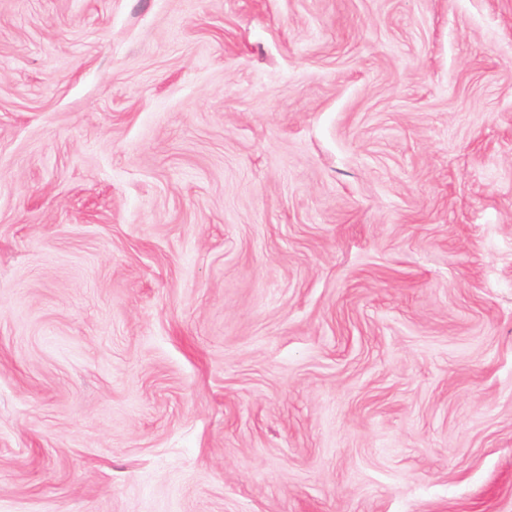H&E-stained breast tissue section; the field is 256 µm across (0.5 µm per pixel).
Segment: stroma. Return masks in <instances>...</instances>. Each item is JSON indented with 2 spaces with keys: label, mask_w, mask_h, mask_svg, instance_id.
Here are the masks:
<instances>
[{
  "label": "stroma",
  "mask_w": 512,
  "mask_h": 512,
  "mask_svg": "<svg viewBox=\"0 0 512 512\" xmlns=\"http://www.w3.org/2000/svg\"><path fill=\"white\" fill-rule=\"evenodd\" d=\"M0 512H512V0H0Z\"/></svg>",
  "instance_id": "obj_1"
}]
</instances>
